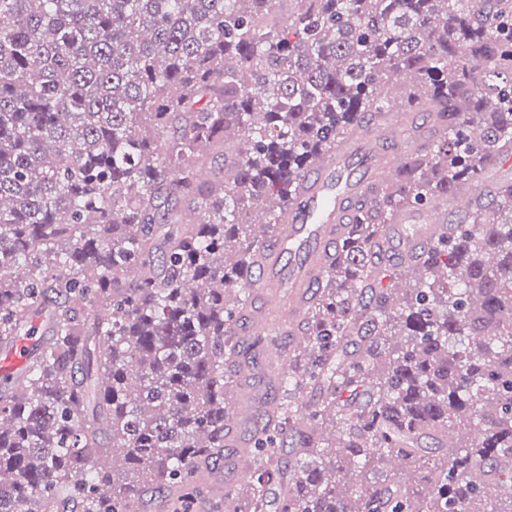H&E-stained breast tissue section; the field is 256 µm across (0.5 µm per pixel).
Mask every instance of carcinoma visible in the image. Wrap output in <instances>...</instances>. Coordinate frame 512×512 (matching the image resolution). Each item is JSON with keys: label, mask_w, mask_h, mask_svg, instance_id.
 I'll return each instance as SVG.
<instances>
[{"label": "carcinoma", "mask_w": 512, "mask_h": 512, "mask_svg": "<svg viewBox=\"0 0 512 512\" xmlns=\"http://www.w3.org/2000/svg\"><path fill=\"white\" fill-rule=\"evenodd\" d=\"M284 2L0 0V347L51 325L0 392V512H192L263 343L237 336L246 281L396 82L429 130L354 207L218 512H512V182L382 286L390 221L512 156V0ZM397 455L408 478L348 481Z\"/></svg>", "instance_id": "cac0c4a2"}]
</instances>
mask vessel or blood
Listing matches in <instances>:
<instances>
[{
    "mask_svg": "<svg viewBox=\"0 0 512 512\" xmlns=\"http://www.w3.org/2000/svg\"><path fill=\"white\" fill-rule=\"evenodd\" d=\"M411 150L400 138L392 122L357 131L334 148L300 179L295 205L282 218L279 234L273 237L247 286L262 303L258 317L246 327L251 336L267 339L266 353L286 362L288 352L275 337L284 324L300 317L302 302L315 278L334 257L341 240V227L355 198L365 192L372 179L390 178ZM456 199H448L427 210L424 223L393 229L395 248L405 254L424 245L436 225L446 223L456 209ZM44 327L22 338L5 358L0 359V387L12 383L25 370L31 349L44 339ZM272 396L243 401L235 409L228 427L227 442L234 448L247 447L239 434L240 425H255L263 413L273 411Z\"/></svg>",
    "mask_w": 512,
    "mask_h": 512,
    "instance_id": "b4317fda",
    "label": "vessel or blood"
}]
</instances>
